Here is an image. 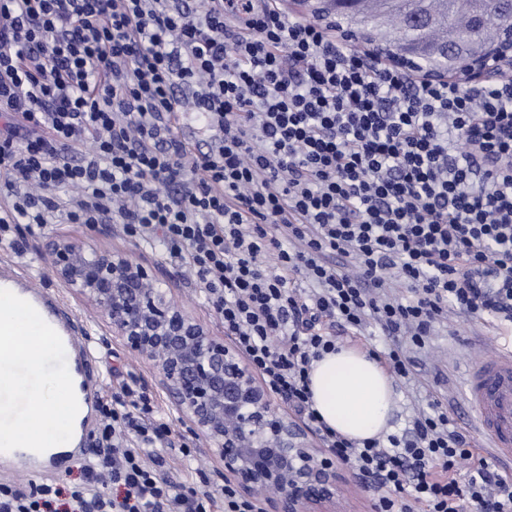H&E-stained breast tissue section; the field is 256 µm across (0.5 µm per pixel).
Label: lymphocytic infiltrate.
I'll list each match as a JSON object with an SVG mask.
<instances>
[{"label":"lymphocytic infiltrate","mask_w":512,"mask_h":512,"mask_svg":"<svg viewBox=\"0 0 512 512\" xmlns=\"http://www.w3.org/2000/svg\"><path fill=\"white\" fill-rule=\"evenodd\" d=\"M0 184V237L117 224L188 269L377 512H512V477L441 401L357 443L309 390L346 333L378 328L380 363L407 380L406 345L448 313L512 323L511 76L416 75L273 0H0ZM101 411L68 502L1 483L0 512H257L232 487L166 476L155 448L172 431L143 387Z\"/></svg>","instance_id":"obj_1"}]
</instances>
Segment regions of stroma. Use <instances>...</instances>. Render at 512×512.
Wrapping results in <instances>:
<instances>
[{"label":"stroma","instance_id":"1","mask_svg":"<svg viewBox=\"0 0 512 512\" xmlns=\"http://www.w3.org/2000/svg\"><path fill=\"white\" fill-rule=\"evenodd\" d=\"M66 237L84 248H97L110 251H125L133 258L150 268L165 288L183 308L206 325L216 336H223L224 327L203 298L190 283L180 267L171 264L164 255L135 246L124 237L119 225L99 224H56L44 232L35 231L15 235L13 243L0 242V259L19 260L27 269L31 282L41 288L57 292L70 306L73 315L88 324L92 340L96 346V357L104 370V393L123 382L137 380L145 385L153 395L156 404L177 434L188 431L187 424L181 422L178 414L171 410L166 395L157 384L153 369L141 359L126 351L113 341L106 323L99 311L92 305L80 301L56 277L51 258L46 250L50 238ZM512 347V329L499 323L475 321L466 316L449 314L440 321L424 349L413 351L414 379L412 382L395 381L398 403L392 421L394 432H402L412 413L411 402L422 392H430L434 397L448 404L458 427L479 439L472 423V412L465 406L462 389V367L466 360L495 351L499 347ZM197 453L194 461L183 464L174 449H167L170 458L169 477L181 480L206 481L215 486H223L224 477L220 463L208 457L203 438H195Z\"/></svg>","mask_w":512,"mask_h":512}]
</instances>
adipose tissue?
I'll list each match as a JSON object with an SVG mask.
<instances>
[{
  "instance_id": "ef3b65f1",
  "label": "adipose tissue",
  "mask_w": 512,
  "mask_h": 512,
  "mask_svg": "<svg viewBox=\"0 0 512 512\" xmlns=\"http://www.w3.org/2000/svg\"><path fill=\"white\" fill-rule=\"evenodd\" d=\"M17 343L28 374L45 385L36 395L38 410L16 429L17 437L30 438L61 424L66 379L63 372L43 370L46 360L55 354L45 336L31 332L18 337ZM309 388L313 408L337 434L362 442L388 433L395 404L392 379L366 350L341 345L324 354L313 364Z\"/></svg>"
}]
</instances>
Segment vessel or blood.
<instances>
[{"label": "vessel or blood", "mask_w": 512, "mask_h": 512, "mask_svg": "<svg viewBox=\"0 0 512 512\" xmlns=\"http://www.w3.org/2000/svg\"><path fill=\"white\" fill-rule=\"evenodd\" d=\"M16 302L20 316L0 325V358L18 355L14 335L36 329L54 344L67 363L70 415L64 430L43 446L0 432V470H23L36 476L62 472L73 451L87 448L90 426L101 402L99 365L89 336L57 294L31 287L12 263L0 264V303ZM464 397L476 414L486 447L512 460V351H498L468 361L464 369Z\"/></svg>", "instance_id": "obj_1"}]
</instances>
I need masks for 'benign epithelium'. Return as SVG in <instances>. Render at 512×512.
<instances>
[{
	"label": "benign epithelium",
	"instance_id": "benign-epithelium-1",
	"mask_svg": "<svg viewBox=\"0 0 512 512\" xmlns=\"http://www.w3.org/2000/svg\"><path fill=\"white\" fill-rule=\"evenodd\" d=\"M449 74L480 83L512 68V30L448 59ZM57 278L102 313L112 336L150 363L172 408L203 437L224 482L259 512H339L345 475L316 433L274 403L234 344L213 335L129 255L47 243Z\"/></svg>",
	"mask_w": 512,
	"mask_h": 512
}]
</instances>
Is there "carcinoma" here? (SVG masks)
Segmentation results:
<instances>
[{
    "instance_id": "carcinoma-1",
    "label": "carcinoma",
    "mask_w": 512,
    "mask_h": 512,
    "mask_svg": "<svg viewBox=\"0 0 512 512\" xmlns=\"http://www.w3.org/2000/svg\"><path fill=\"white\" fill-rule=\"evenodd\" d=\"M477 7L486 15L480 31L472 29L471 0H362L357 8L344 7L339 20L349 31L362 30L398 49L477 44L512 28L509 0H479Z\"/></svg>"
}]
</instances>
